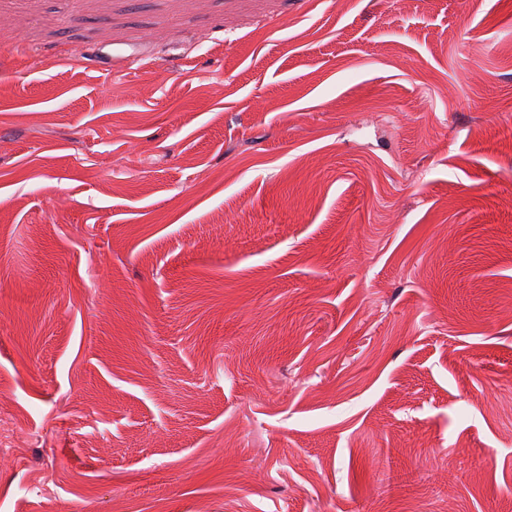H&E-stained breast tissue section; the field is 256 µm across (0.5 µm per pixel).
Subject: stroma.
Masks as SVG:
<instances>
[{"label": "stroma", "mask_w": 512, "mask_h": 512, "mask_svg": "<svg viewBox=\"0 0 512 512\" xmlns=\"http://www.w3.org/2000/svg\"><path fill=\"white\" fill-rule=\"evenodd\" d=\"M0 399V512H512V0H0Z\"/></svg>", "instance_id": "1"}]
</instances>
